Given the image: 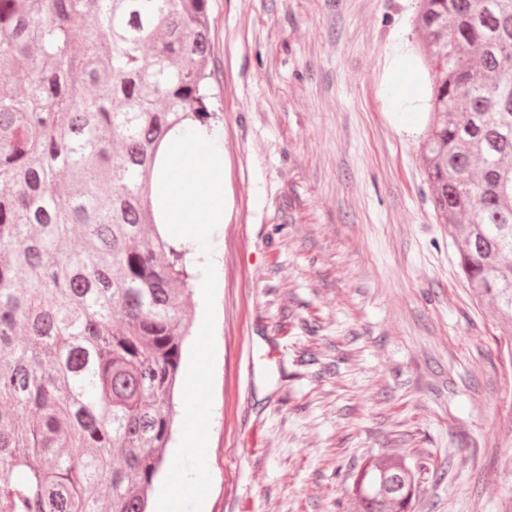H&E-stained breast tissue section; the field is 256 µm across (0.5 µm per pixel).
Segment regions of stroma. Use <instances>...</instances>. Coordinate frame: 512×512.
<instances>
[{
	"label": "stroma",
	"instance_id": "35a3bbf8",
	"mask_svg": "<svg viewBox=\"0 0 512 512\" xmlns=\"http://www.w3.org/2000/svg\"><path fill=\"white\" fill-rule=\"evenodd\" d=\"M419 0H210L224 222L208 512H355L366 461L415 512H501L512 362L438 222L414 100ZM407 472H413L411 466L405 456L394 449L369 460L353 481L356 512H413L416 482L413 475H406ZM394 478L399 479L395 488L387 484Z\"/></svg>",
	"mask_w": 512,
	"mask_h": 512
}]
</instances>
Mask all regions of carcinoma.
I'll return each mask as SVG.
<instances>
[{
	"label": "carcinoma",
	"mask_w": 512,
	"mask_h": 512,
	"mask_svg": "<svg viewBox=\"0 0 512 512\" xmlns=\"http://www.w3.org/2000/svg\"><path fill=\"white\" fill-rule=\"evenodd\" d=\"M208 11L0 0V512H149L191 327L149 188L167 133L217 119ZM416 28L434 208L512 357V0H421ZM409 471L369 460L356 512H413Z\"/></svg>",
	"instance_id": "carcinoma-1"
}]
</instances>
